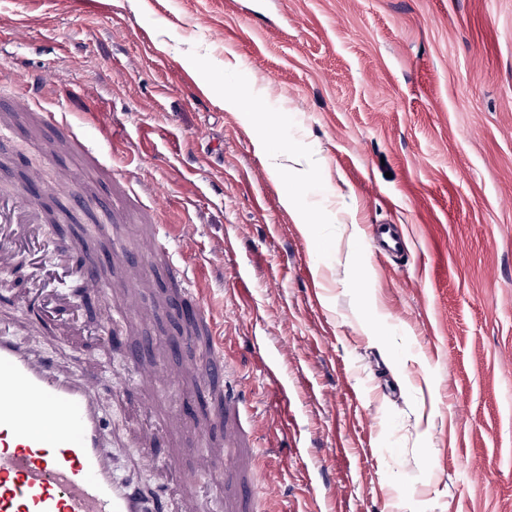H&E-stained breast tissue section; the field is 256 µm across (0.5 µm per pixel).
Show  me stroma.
I'll return each mask as SVG.
<instances>
[{"mask_svg":"<svg viewBox=\"0 0 512 512\" xmlns=\"http://www.w3.org/2000/svg\"><path fill=\"white\" fill-rule=\"evenodd\" d=\"M29 91L99 150L45 154L46 122L0 140V189L41 168L83 195L116 252L168 287L163 225L212 306L254 427L264 512H512V0H0V100ZM254 93L258 113L225 108ZM311 160L273 174L259 139ZM301 185L297 224L282 204ZM90 213V214H91ZM396 225L399 256L377 253ZM54 281L87 326L60 333L0 288V322L99 377L117 477L196 474L192 388L115 389L190 350L141 288ZM116 330L105 341L98 327Z\"/></svg>","mask_w":512,"mask_h":512,"instance_id":"1","label":"stroma"}]
</instances>
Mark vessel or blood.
Instances as JSON below:
<instances>
[{"label":"vessel or blood","mask_w":512,"mask_h":512,"mask_svg":"<svg viewBox=\"0 0 512 512\" xmlns=\"http://www.w3.org/2000/svg\"><path fill=\"white\" fill-rule=\"evenodd\" d=\"M32 186L0 194V261L22 256L32 271L44 264V229ZM149 256L164 255L175 288L188 290V272L171 262L172 245L164 232L148 242ZM27 305L41 318L69 309V299L39 289ZM192 341H205L206 361L220 362L215 322L203 308L193 313ZM93 375L65 374L54 357L11 336L0 324V512H209L193 480L178 496L166 487L146 495L139 485L115 476L105 450V413ZM253 439L238 434L229 465L209 457L203 471L218 485L226 476L256 484L261 470L246 467L243 447Z\"/></svg>","instance_id":"b4317fda"}]
</instances>
